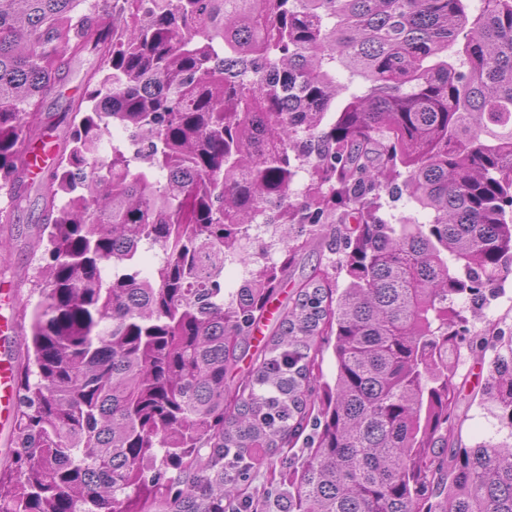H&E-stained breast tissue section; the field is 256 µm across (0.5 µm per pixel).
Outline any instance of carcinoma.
Here are the masks:
<instances>
[{"instance_id": "1", "label": "carcinoma", "mask_w": 512, "mask_h": 512, "mask_svg": "<svg viewBox=\"0 0 512 512\" xmlns=\"http://www.w3.org/2000/svg\"><path fill=\"white\" fill-rule=\"evenodd\" d=\"M471 2L0 0V224L55 154L0 512H249L308 428L287 512H512V341L459 340L512 259V0ZM114 127L141 149L102 153ZM488 352L507 435L467 447L458 369Z\"/></svg>"}]
</instances>
